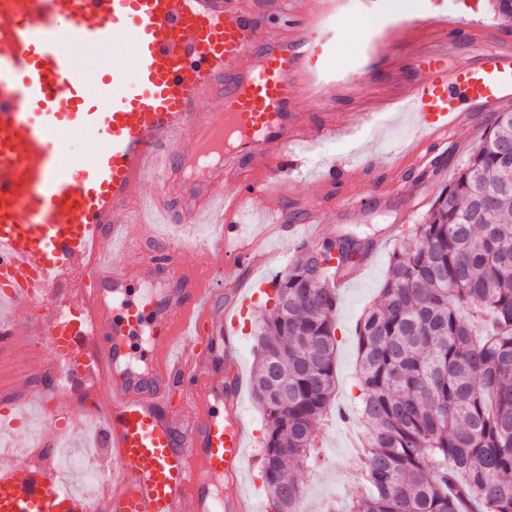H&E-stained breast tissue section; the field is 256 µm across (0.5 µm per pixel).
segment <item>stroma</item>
<instances>
[{
  "instance_id": "35a3bbf8",
  "label": "stroma",
  "mask_w": 512,
  "mask_h": 512,
  "mask_svg": "<svg viewBox=\"0 0 512 512\" xmlns=\"http://www.w3.org/2000/svg\"><path fill=\"white\" fill-rule=\"evenodd\" d=\"M316 2V19L326 37L316 63L333 89L325 103L305 99L300 109L312 123L322 112H334L337 121L350 126L353 133L344 140L310 143L311 164L283 192L287 222L271 233L258 215H248L249 229L243 241L254 247L252 279L257 282L275 278L295 258L298 247L309 242V235L300 230L306 222L321 225L329 236L352 234L373 240L372 252L339 291L335 402L349 410L358 395L356 324L363 310L378 298L393 248L493 119L492 113H475L469 124L450 133L447 144L437 148L417 119L401 111L403 83L421 79L423 55L443 48L448 41L447 32L430 24L429 18L443 5L449 21L458 26V43L448 56L452 68L466 65L488 45L512 47V28L494 18L487 0H415V14L406 21L388 13L387 0ZM439 153L445 161L437 172H430V161ZM336 157L348 159L355 170L342 183L327 177L329 163ZM339 195L361 200L362 205L353 213H342L334 202ZM266 301L265 293L257 292L237 331L239 366L247 378L254 369L253 326L265 311ZM48 377V371L32 370L28 362L0 346V408L18 400L23 390L39 389ZM241 400L248 448L238 487L256 512H268L260 472L263 415L251 390H244ZM358 429L357 422L334 417L321 425L318 458L299 471L306 512L322 500L342 503L368 492L360 477L361 457L343 446L344 434Z\"/></svg>"
}]
</instances>
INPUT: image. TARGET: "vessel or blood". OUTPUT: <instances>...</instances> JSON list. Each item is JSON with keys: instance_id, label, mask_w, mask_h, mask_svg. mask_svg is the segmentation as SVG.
<instances>
[{"instance_id": "vessel-or-blood-1", "label": "vessel or blood", "mask_w": 512, "mask_h": 512, "mask_svg": "<svg viewBox=\"0 0 512 512\" xmlns=\"http://www.w3.org/2000/svg\"><path fill=\"white\" fill-rule=\"evenodd\" d=\"M287 10L286 0H0V312L7 339L30 329L53 371L37 395L48 423L37 450L0 463V512H249L238 491L213 493L237 477L246 428L236 354L221 347L238 315L204 267L240 238L244 207L281 223L274 190L305 165L315 135L296 93H329L310 64L308 14L293 40L258 22ZM122 42L132 82L114 91L128 68L111 57L89 91L73 46ZM403 99L442 142L470 112L512 101V51L490 46L454 69L426 54ZM80 131L104 142L85 167L68 154ZM179 186L199 195L183 222L214 235L164 240L123 265L154 236L136 202L169 216ZM136 355L144 370L131 367ZM77 378L91 387L75 413L65 383ZM81 417L119 472L98 500L54 461Z\"/></svg>"}]
</instances>
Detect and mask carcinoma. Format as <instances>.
<instances>
[{
	"mask_svg": "<svg viewBox=\"0 0 512 512\" xmlns=\"http://www.w3.org/2000/svg\"><path fill=\"white\" fill-rule=\"evenodd\" d=\"M368 244L302 245L254 328L262 478L274 512L304 492L336 389L339 298L328 281ZM355 413L373 493L342 512H512V112L500 113L403 231L356 328Z\"/></svg>",
	"mask_w": 512,
	"mask_h": 512,
	"instance_id": "cac0c4a2",
	"label": "carcinoma"
}]
</instances>
